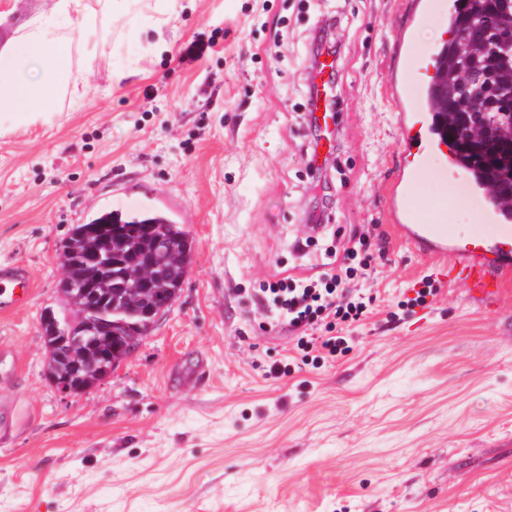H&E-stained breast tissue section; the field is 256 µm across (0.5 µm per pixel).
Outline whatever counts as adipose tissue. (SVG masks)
Masks as SVG:
<instances>
[{
    "label": "adipose tissue",
    "instance_id": "ef3b65f1",
    "mask_svg": "<svg viewBox=\"0 0 512 512\" xmlns=\"http://www.w3.org/2000/svg\"><path fill=\"white\" fill-rule=\"evenodd\" d=\"M97 16L87 0H49L47 9L0 50V122L49 120L62 90L82 96L72 78L74 52L94 56Z\"/></svg>",
    "mask_w": 512,
    "mask_h": 512
}]
</instances>
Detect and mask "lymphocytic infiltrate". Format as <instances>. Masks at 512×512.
<instances>
[{
  "mask_svg": "<svg viewBox=\"0 0 512 512\" xmlns=\"http://www.w3.org/2000/svg\"><path fill=\"white\" fill-rule=\"evenodd\" d=\"M356 249H346L343 261L330 267L318 281L306 283L288 276L267 285L266 292L283 316L293 350L303 364L321 367L343 352L345 339L337 325L364 317L368 305L350 286L357 276Z\"/></svg>",
  "mask_w": 512,
  "mask_h": 512,
  "instance_id": "f902f5d3",
  "label": "lymphocytic infiltrate"
}]
</instances>
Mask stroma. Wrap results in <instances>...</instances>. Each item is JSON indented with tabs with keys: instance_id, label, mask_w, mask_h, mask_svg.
I'll return each instance as SVG.
<instances>
[{
	"instance_id": "1",
	"label": "stroma",
	"mask_w": 512,
	"mask_h": 512,
	"mask_svg": "<svg viewBox=\"0 0 512 512\" xmlns=\"http://www.w3.org/2000/svg\"><path fill=\"white\" fill-rule=\"evenodd\" d=\"M437 2L139 0L137 38L103 13L96 55L74 54L84 97L0 127V262L32 284L0 313V512H512V278L476 297L457 251L418 253L387 215L410 165L391 89L409 47L448 39ZM46 7L0 0V49ZM328 17L340 123L315 188L305 84ZM147 194L183 218L182 290L112 375L63 396L42 330L60 252ZM356 232L381 254L353 283L373 302L342 329L349 351L265 378L288 334L256 291L322 274ZM426 275L439 293L400 314Z\"/></svg>"
}]
</instances>
